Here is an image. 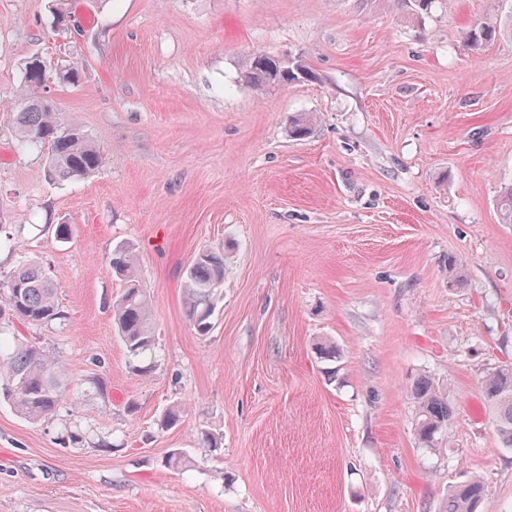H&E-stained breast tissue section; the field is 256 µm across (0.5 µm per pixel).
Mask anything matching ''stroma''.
I'll list each match as a JSON object with an SVG mask.
<instances>
[{"label": "stroma", "mask_w": 512, "mask_h": 512, "mask_svg": "<svg viewBox=\"0 0 512 512\" xmlns=\"http://www.w3.org/2000/svg\"><path fill=\"white\" fill-rule=\"evenodd\" d=\"M0 0V280L39 263L64 321L0 315V336L42 347L69 383L34 422L0 403V512H444L484 479L482 512H512V450L482 382L512 363V37L462 33L512 0ZM254 54L310 76L256 90ZM62 126L102 167L45 180V146L18 149L5 112L24 64ZM312 113L309 137L288 133ZM69 225L59 241L55 227ZM232 242L208 335L182 303L185 271ZM136 248L155 345L134 369L112 321L109 260ZM464 280L448 282V258ZM334 342L335 365L315 345ZM430 378L455 418L417 435L411 387ZM181 422L164 429L166 409ZM79 432L80 443L69 442ZM219 445L206 447L202 433ZM183 453L184 468L168 466Z\"/></svg>", "instance_id": "stroma-1"}]
</instances>
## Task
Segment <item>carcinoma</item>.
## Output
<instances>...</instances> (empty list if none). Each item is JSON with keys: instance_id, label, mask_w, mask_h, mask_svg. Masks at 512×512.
<instances>
[{"instance_id": "obj_1", "label": "carcinoma", "mask_w": 512, "mask_h": 512, "mask_svg": "<svg viewBox=\"0 0 512 512\" xmlns=\"http://www.w3.org/2000/svg\"><path fill=\"white\" fill-rule=\"evenodd\" d=\"M53 24L65 31L73 26L70 12L57 3ZM504 32L512 33L509 22L480 23L464 34V43L476 50ZM307 74L299 62L288 65L268 55H254L242 73V80L257 89L284 87ZM62 85H76L80 74L68 64L55 69ZM17 106L9 109L21 148L49 144L44 168L45 179L69 182L83 179L98 170L103 157L95 143L77 128L59 124L58 113L41 95L45 85L39 59L25 64ZM315 117L296 116L291 122L292 137L301 139L311 130ZM112 275L122 283V292L113 304V321L128 353L138 357L154 346L151 309L139 274L137 254L128 247L113 250L109 262ZM224 283V250L204 249L185 272L183 285L184 313L196 334L207 335L221 297ZM4 300L12 315L33 325L52 323L63 318L50 277L36 263L23 264L0 284ZM63 366L56 358L38 347L25 345L10 348L0 342V399L13 406L21 416L36 421L53 413L61 401ZM484 398L494 415L495 433L504 448H512V365H503L487 375L482 383ZM412 395L419 403L417 434L419 441L430 444L448 428L453 408L448 396L436 390L430 379L422 377L412 385ZM486 492L483 480L475 477L456 485L448 494L445 512H477Z\"/></svg>"}]
</instances>
